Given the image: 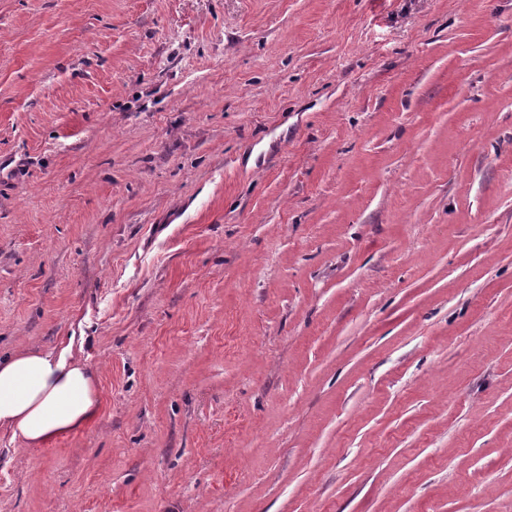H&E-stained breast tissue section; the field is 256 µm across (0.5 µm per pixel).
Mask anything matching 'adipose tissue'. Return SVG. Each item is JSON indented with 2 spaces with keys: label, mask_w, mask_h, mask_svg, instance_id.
<instances>
[{
  "label": "adipose tissue",
  "mask_w": 512,
  "mask_h": 512,
  "mask_svg": "<svg viewBox=\"0 0 512 512\" xmlns=\"http://www.w3.org/2000/svg\"><path fill=\"white\" fill-rule=\"evenodd\" d=\"M98 375L72 347L0 357V431L25 448L78 432L99 415Z\"/></svg>",
  "instance_id": "1"
}]
</instances>
